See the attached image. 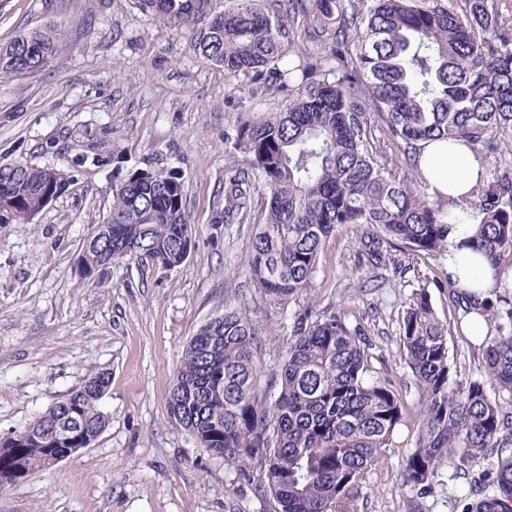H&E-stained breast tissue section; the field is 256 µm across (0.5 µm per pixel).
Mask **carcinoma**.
<instances>
[{
  "mask_svg": "<svg viewBox=\"0 0 512 512\" xmlns=\"http://www.w3.org/2000/svg\"><path fill=\"white\" fill-rule=\"evenodd\" d=\"M168 29L184 30L203 59L231 79L286 93L281 112H242L226 136L244 167L224 178L221 224L250 220V187L265 206L246 270L255 292L281 307L308 294L323 240L337 227L366 225L361 256L378 269L388 249L443 257L453 224H476L467 239L497 270L512 261V163L487 169L462 200L432 198L419 167L421 143L464 140L474 153L497 150L512 132V0H288L270 18L254 0L216 12L214 0H134ZM329 45L322 54L296 46L295 23ZM64 32L48 25L0 47V78L42 71L58 55ZM66 189L62 170L25 160L0 163V196L12 212L0 224L42 212L48 186ZM178 167L112 169L108 229L83 255L88 280L109 259L182 264L189 226ZM454 307L486 313L481 343L487 380L461 376L448 353V322L427 290L406 301L400 350L419 393L414 446L402 461L416 512L448 480L482 470L459 500L461 512H512V302L479 301L450 283ZM277 330L235 299L221 324L190 338L169 396L170 419L215 457L272 498L275 512H353V490L393 446L406 407L394 383L373 375L371 343L339 309L294 317L281 360L261 358ZM99 373L33 421L0 436V484L10 489L75 455L102 434Z\"/></svg>",
  "mask_w": 512,
  "mask_h": 512,
  "instance_id": "1",
  "label": "carcinoma"
}]
</instances>
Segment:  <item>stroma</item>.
<instances>
[{
    "label": "stroma",
    "mask_w": 512,
    "mask_h": 512,
    "mask_svg": "<svg viewBox=\"0 0 512 512\" xmlns=\"http://www.w3.org/2000/svg\"><path fill=\"white\" fill-rule=\"evenodd\" d=\"M50 24L65 33L52 65L0 79V162L23 159L71 178L35 219L0 224V435L97 373L110 378L100 402L109 424L90 447L0 494V512H274L253 482L174 429L168 397L191 336L226 302L253 293L244 261L254 225L215 221L224 170L242 160L226 136L240 112L281 111L286 95L228 79L196 55L187 33L164 29L133 0H0V45ZM115 161L182 167L191 251L172 270L121 259L83 284L75 263L112 206ZM358 234L336 229L311 292L284 310L255 301L253 317L277 327L307 310L342 309L371 340L375 374L412 404L418 389L400 356L398 320L418 288L440 318L457 317L448 266L402 251L404 274L387 268L381 287H369L375 274L360 263ZM448 351L462 376L483 379L480 351L453 326ZM414 435L406 418L360 483L355 512H412L401 470Z\"/></svg>",
    "instance_id": "1"
}]
</instances>
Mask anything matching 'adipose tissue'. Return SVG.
I'll use <instances>...</instances> for the list:
<instances>
[{"instance_id": "ef3b65f1", "label": "adipose tissue", "mask_w": 512, "mask_h": 512, "mask_svg": "<svg viewBox=\"0 0 512 512\" xmlns=\"http://www.w3.org/2000/svg\"><path fill=\"white\" fill-rule=\"evenodd\" d=\"M421 170L426 177L431 196L461 198L467 196L478 182L483 164L464 141L445 143L426 141L421 149ZM474 225L457 224L449 234L455 244L447 257L448 274L463 290L480 295L492 287L494 277H501L503 283L512 284V270L494 274L486 260L464 246L465 240L473 235Z\"/></svg>"}]
</instances>
